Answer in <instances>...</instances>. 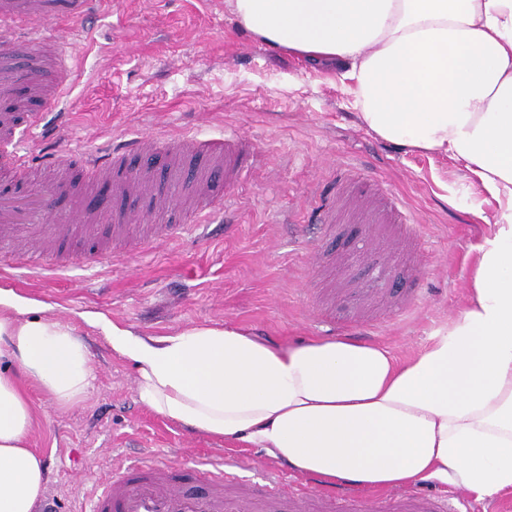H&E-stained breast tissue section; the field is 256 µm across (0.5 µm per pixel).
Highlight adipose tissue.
I'll use <instances>...</instances> for the list:
<instances>
[{
    "label": "adipose tissue",
    "instance_id": "1",
    "mask_svg": "<svg viewBox=\"0 0 512 512\" xmlns=\"http://www.w3.org/2000/svg\"><path fill=\"white\" fill-rule=\"evenodd\" d=\"M267 48L337 75L378 138L447 156L495 216L468 299L415 357L350 338L275 346L231 325L156 338L104 317L140 402L193 432L263 448L329 484L435 481L512 493V0H226ZM0 292V512H35L45 463L28 448L29 380L84 396L87 350L61 320H18Z\"/></svg>",
    "mask_w": 512,
    "mask_h": 512
}]
</instances>
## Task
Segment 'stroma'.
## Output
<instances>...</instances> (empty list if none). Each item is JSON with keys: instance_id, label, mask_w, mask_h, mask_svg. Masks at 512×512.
I'll return each instance as SVG.
<instances>
[{"instance_id": "stroma-1", "label": "stroma", "mask_w": 512, "mask_h": 512, "mask_svg": "<svg viewBox=\"0 0 512 512\" xmlns=\"http://www.w3.org/2000/svg\"><path fill=\"white\" fill-rule=\"evenodd\" d=\"M72 27L96 30L102 47L74 44L79 75L59 106L67 118L35 129L22 153L52 151L66 165L113 139L186 132L239 135L264 154L232 187L224 228L184 212L176 239L136 257L58 270L0 264V289L32 300V315L72 320L85 342L93 388L61 407L27 386V446L46 461L44 492L56 512H89L91 489L115 457L144 452L209 465L219 442L146 409L134 364L113 354L85 315H107L146 337L224 323L278 346L322 337L305 289H335L337 306H346L369 277L353 255L388 248L396 236L389 224H346L325 238L309 222L319 189L356 174L389 184L431 247L427 265L403 270L425 288L424 305L402 315L380 304L360 312L376 325L374 343L405 360L455 318L477 248L495 226L464 171L445 156L380 140L339 79L266 48L238 26L226 0H103ZM313 244L334 256L332 266L315 269ZM437 491L440 512H512V494L478 502L449 485Z\"/></svg>"}]
</instances>
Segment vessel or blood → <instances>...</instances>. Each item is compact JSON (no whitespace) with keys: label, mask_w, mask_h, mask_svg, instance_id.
<instances>
[{"label":"vessel or blood","mask_w":512,"mask_h":512,"mask_svg":"<svg viewBox=\"0 0 512 512\" xmlns=\"http://www.w3.org/2000/svg\"><path fill=\"white\" fill-rule=\"evenodd\" d=\"M99 0H0V100L13 98L20 84L43 103L60 97L72 69L66 40L34 37L42 22L65 23L97 12ZM36 114L0 112V181L26 180L20 190H0V257L37 259L44 267L95 265L108 256L127 257L146 252L175 236L178 225L169 217L179 210L187 191L195 193L194 216L215 222L225 208L220 185L242 180L257 155L250 140L185 135L174 140L154 135L121 141L107 154L86 152L83 163L97 183L112 187L111 195L85 192L79 205L61 196L60 179L51 177L58 164L53 155L31 158L19 153L24 136L39 126ZM166 154L163 183L151 172L154 157ZM135 194L142 205L134 211L114 209L113 199ZM346 190L334 184L311 215L323 235L338 224H400L406 230L396 251L364 253L359 260L376 277L388 278L400 255L421 265L425 252L423 230L410 223L402 206L387 193L374 202L346 207ZM114 218V242L97 238L98 222ZM243 461H225L206 470L169 460L134 457L113 467L91 502L90 512H437L434 495L410 492L397 499L382 496L365 501L350 491L329 489L308 481L305 491L276 492L267 497L242 484Z\"/></svg>","instance_id":"obj_1"}]
</instances>
